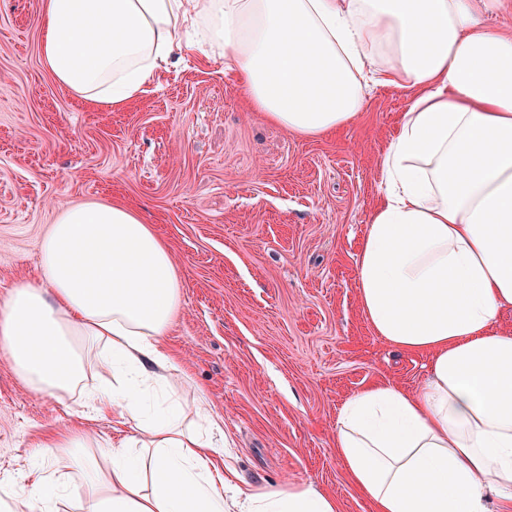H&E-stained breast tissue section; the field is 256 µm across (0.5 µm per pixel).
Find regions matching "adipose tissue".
I'll return each instance as SVG.
<instances>
[{
  "instance_id": "obj_1",
  "label": "adipose tissue",
  "mask_w": 512,
  "mask_h": 512,
  "mask_svg": "<svg viewBox=\"0 0 512 512\" xmlns=\"http://www.w3.org/2000/svg\"><path fill=\"white\" fill-rule=\"evenodd\" d=\"M502 0H43L42 54L79 98L119 109L167 68L183 29L226 48L252 110L314 138L351 122L367 83L413 94L384 153L355 288L374 336L427 356L416 390L348 398L336 453L371 512H512V32ZM38 276L0 303V357L31 392L79 395L133 434L46 436L0 481V512H338L308 483L246 489L215 462L205 398L188 420L165 345L182 280L128 205L64 209Z\"/></svg>"
}]
</instances>
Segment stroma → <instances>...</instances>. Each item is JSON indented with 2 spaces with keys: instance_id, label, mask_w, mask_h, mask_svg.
Wrapping results in <instances>:
<instances>
[{
  "instance_id": "1",
  "label": "stroma",
  "mask_w": 512,
  "mask_h": 512,
  "mask_svg": "<svg viewBox=\"0 0 512 512\" xmlns=\"http://www.w3.org/2000/svg\"><path fill=\"white\" fill-rule=\"evenodd\" d=\"M41 42V0H0V300L37 277L64 206L122 200L170 247L183 288L167 345L185 410L205 396L241 482H311L339 512H369L336 456L337 411L372 384L418 388L428 364L373 335L355 288L411 93L371 86L353 122L304 139L251 111L224 56L191 38L120 111L58 84ZM115 427L28 392L0 360V479L35 465L48 433L109 442Z\"/></svg>"
}]
</instances>
